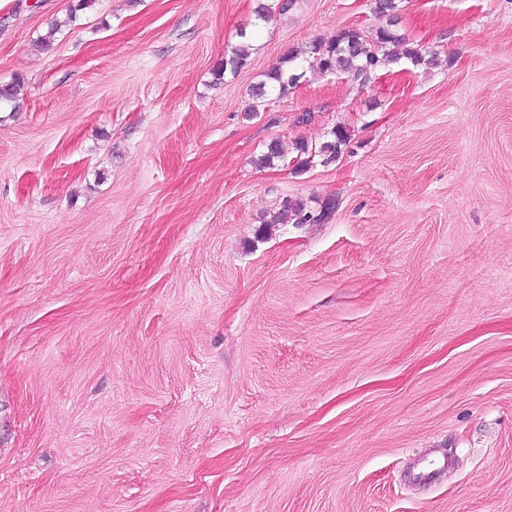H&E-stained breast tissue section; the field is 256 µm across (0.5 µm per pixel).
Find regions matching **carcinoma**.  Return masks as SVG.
<instances>
[{
	"label": "carcinoma",
	"instance_id": "cac0c4a2",
	"mask_svg": "<svg viewBox=\"0 0 512 512\" xmlns=\"http://www.w3.org/2000/svg\"><path fill=\"white\" fill-rule=\"evenodd\" d=\"M398 8L397 0H376V9L389 17V24L377 31L375 44L367 43L359 29L345 28L329 42L313 40L304 51L290 52L266 74L267 79L278 88L279 95L283 97L288 95L289 90L298 86L308 71L325 75L339 70L357 78L370 79L375 72L394 60L389 46H398L405 42V37L394 29ZM405 55L415 66H433L437 62L434 53L421 48L407 49ZM248 59V44L242 43L234 47L224 57V62L217 67L215 78H223L227 71L238 72L247 65ZM21 83V78L16 77L13 81L0 85V109L17 111ZM347 139V129L339 126L333 131V140L321 144L319 148L313 149L303 142L297 144V148L301 153L308 155L304 164H309L310 158L315 156L321 157L323 163L329 164L336 161L341 153V146ZM313 220L314 217L305 210L303 204L286 199L282 202L279 215L273 223L290 221L294 224H306Z\"/></svg>",
	"mask_w": 512,
	"mask_h": 512
}]
</instances>
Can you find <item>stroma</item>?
<instances>
[{
	"instance_id": "1",
	"label": "stroma",
	"mask_w": 512,
	"mask_h": 512,
	"mask_svg": "<svg viewBox=\"0 0 512 512\" xmlns=\"http://www.w3.org/2000/svg\"><path fill=\"white\" fill-rule=\"evenodd\" d=\"M75 2L0 6V512H512V0H401L437 65L259 104L374 0ZM249 59V47L248 44L243 42L242 44L234 47L228 55L225 56L224 62L221 63L215 72L216 80H221L224 73L229 70L232 73H236L243 69ZM333 137V140L322 143L317 149L316 147L309 149V146L304 142L297 144V148L301 153L308 155L305 161L309 162L311 160L308 159L311 157L319 156L322 157L323 163L328 164L336 161V158L340 155L341 146H343L348 139L347 129L343 126H338L333 131ZM290 220L293 224H306L315 221V218L305 210L303 204L285 199L281 204L279 215L273 220V223H288Z\"/></svg>"
}]
</instances>
